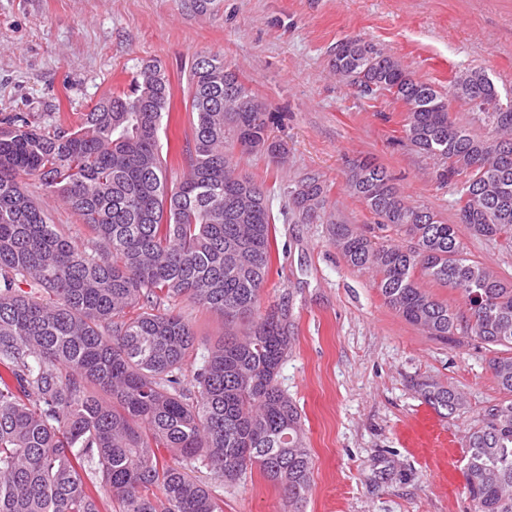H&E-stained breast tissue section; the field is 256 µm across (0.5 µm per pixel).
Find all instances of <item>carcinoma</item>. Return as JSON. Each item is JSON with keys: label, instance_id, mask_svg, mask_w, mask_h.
I'll return each mask as SVG.
<instances>
[{"label": "carcinoma", "instance_id": "1", "mask_svg": "<svg viewBox=\"0 0 512 512\" xmlns=\"http://www.w3.org/2000/svg\"><path fill=\"white\" fill-rule=\"evenodd\" d=\"M331 67L350 86L402 101L410 144L447 164L442 181L466 176L456 202L470 233L512 247V104L484 71L450 82L491 131L477 138L431 85L358 37L336 44ZM171 96L165 73L148 65L74 128L42 129L23 114L0 127V365L16 382L0 383V512H112L114 504L118 512H223L191 475L199 464L226 483L256 466L291 504L310 489L301 415L278 385L294 340L291 307L284 301L256 314L275 217L267 191L233 164L235 147L281 156V144L269 143L272 113L223 56L197 60L188 174L170 185L159 133ZM22 172L82 218L91 250L51 223L17 180ZM347 183L407 244L378 243L330 219L346 263L373 271L385 301L429 336L505 348L489 367L512 395V283L468 259L456 226L410 205L383 166L356 160ZM288 196L308 222L326 216L320 177L303 178ZM422 276L460 291L466 311L435 299ZM179 296L228 324L248 322V331L200 348L181 315L159 309L162 298ZM192 358L199 365L190 397L182 372ZM415 387L438 412L463 410L451 387ZM161 448L181 463L161 462ZM468 453L472 512H512V400L484 408ZM94 468L110 487L108 501L88 485Z\"/></svg>", "mask_w": 512, "mask_h": 512}]
</instances>
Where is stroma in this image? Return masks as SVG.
I'll return each instance as SVG.
<instances>
[{"label": "stroma", "instance_id": "35a3bbf8", "mask_svg": "<svg viewBox=\"0 0 512 512\" xmlns=\"http://www.w3.org/2000/svg\"><path fill=\"white\" fill-rule=\"evenodd\" d=\"M353 35L440 93L473 67L512 90V0H211L203 10L190 0H0V120L21 112L42 127H72L104 94L127 89L144 64H158L172 89L161 144L176 183L186 170L191 68L223 55L268 103L270 137L285 148L276 161L238 156L237 170L263 185L276 218L259 308L292 307L295 341L278 383L301 413L312 458L311 487L295 512H471L468 436L483 408L507 398L490 352L474 341L450 346L406 322L371 271L345 262L326 222H304L288 208V190L316 174L332 213L402 243L347 187L350 163L368 157L412 205L456 225L471 259L512 281V248L460 224L441 164L405 138L402 102L360 95L332 72V47ZM165 306L204 344L244 332L183 297ZM419 380L459 391L464 414L427 405ZM197 477L224 512H294L259 468L233 484L206 470Z\"/></svg>", "mask_w": 512, "mask_h": 512}]
</instances>
